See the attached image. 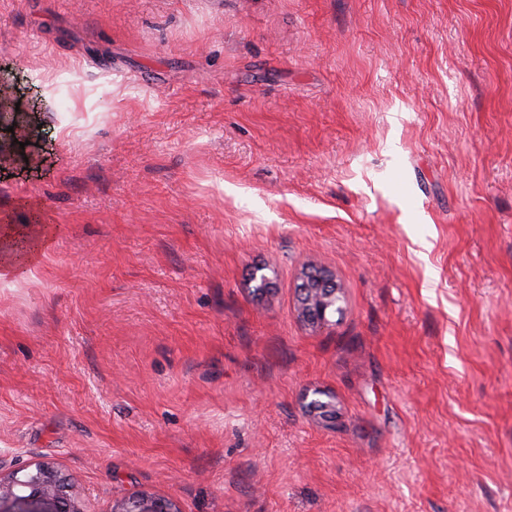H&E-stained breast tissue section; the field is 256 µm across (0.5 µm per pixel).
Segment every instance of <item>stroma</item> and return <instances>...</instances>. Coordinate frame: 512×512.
<instances>
[{"label":"stroma","mask_w":512,"mask_h":512,"mask_svg":"<svg viewBox=\"0 0 512 512\" xmlns=\"http://www.w3.org/2000/svg\"><path fill=\"white\" fill-rule=\"evenodd\" d=\"M0 104L1 474L512 512V0H0ZM50 232L46 226L35 225L29 231L15 232L12 226L0 227V242H1V263H0V279L13 277L18 274L20 270L25 269L27 266L35 263L39 255L43 252L44 242L48 237H45ZM27 235L30 238V243L27 252L16 254L12 252L10 246L12 241L20 235ZM318 283L324 288L323 296L321 288H315ZM298 315L307 324L318 327L329 322L328 315L341 308L336 304L342 301V288L336 282V278L325 268L318 266L306 267L298 283ZM321 301L320 303H318Z\"/></svg>","instance_id":"35a3bbf8"}]
</instances>
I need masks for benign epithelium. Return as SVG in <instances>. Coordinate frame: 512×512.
Returning <instances> with one entry per match:
<instances>
[{
	"mask_svg": "<svg viewBox=\"0 0 512 512\" xmlns=\"http://www.w3.org/2000/svg\"><path fill=\"white\" fill-rule=\"evenodd\" d=\"M298 315L307 324L318 327L329 322L328 315L342 301V288L325 268L304 269L298 283ZM50 504V512H84L72 494L67 479L55 466L38 462L15 470L7 479L0 477V512H38L35 504ZM113 512H179L176 505L155 495L132 497Z\"/></svg>",
	"mask_w": 512,
	"mask_h": 512,
	"instance_id": "1",
	"label": "benign epithelium"
}]
</instances>
